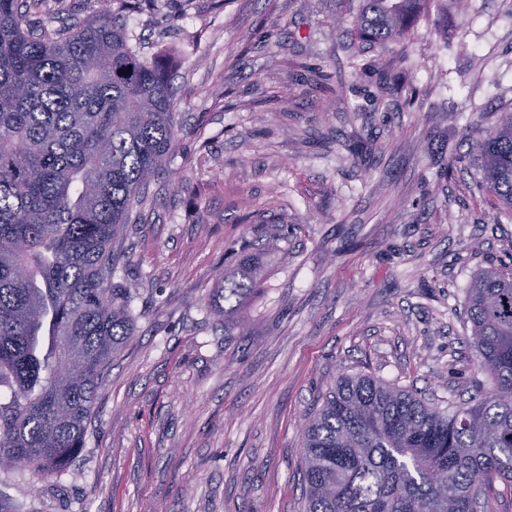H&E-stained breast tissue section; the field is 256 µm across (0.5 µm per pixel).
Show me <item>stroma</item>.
<instances>
[{"mask_svg": "<svg viewBox=\"0 0 512 512\" xmlns=\"http://www.w3.org/2000/svg\"><path fill=\"white\" fill-rule=\"evenodd\" d=\"M358 6L124 14L165 65L178 122L114 278L134 291L137 333L68 470H0L13 512H304L303 425L341 376L483 395L467 290L512 267V221L479 190L467 138L512 108V0H429L384 48L356 38ZM99 8L39 0L27 15L50 34ZM400 59L410 88H384ZM245 258L257 290L228 319L213 299Z\"/></svg>", "mask_w": 512, "mask_h": 512, "instance_id": "stroma-1", "label": "stroma"}]
</instances>
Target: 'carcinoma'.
<instances>
[{"instance_id": "carcinoma-1", "label": "carcinoma", "mask_w": 512, "mask_h": 512, "mask_svg": "<svg viewBox=\"0 0 512 512\" xmlns=\"http://www.w3.org/2000/svg\"><path fill=\"white\" fill-rule=\"evenodd\" d=\"M425 0H362L358 38L402 42ZM479 186L512 219V111L474 131ZM175 149L166 70L103 12L37 35L0 0V462L53 476L85 447L98 389L136 334L131 289L112 283L126 228ZM257 289L242 263L216 297L235 314ZM479 399L430 400L340 377L303 429L306 512H484L512 491V271L467 290Z\"/></svg>"}]
</instances>
